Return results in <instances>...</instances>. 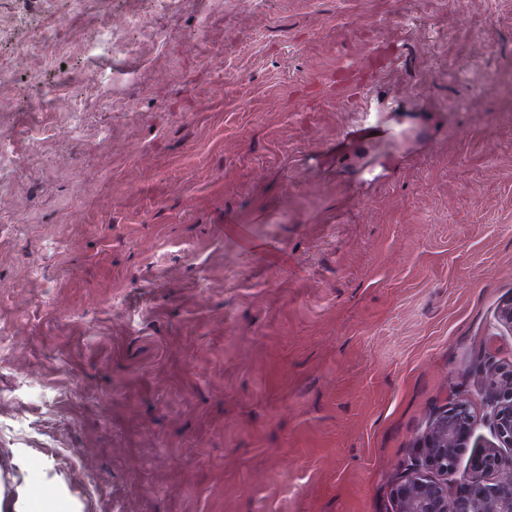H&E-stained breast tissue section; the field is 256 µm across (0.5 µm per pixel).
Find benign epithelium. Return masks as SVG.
I'll return each instance as SVG.
<instances>
[{
  "mask_svg": "<svg viewBox=\"0 0 512 512\" xmlns=\"http://www.w3.org/2000/svg\"><path fill=\"white\" fill-rule=\"evenodd\" d=\"M486 387L494 442L474 452L461 490L448 485V475L469 445L473 419L458 402L429 422L392 490L395 512H512V363L489 367Z\"/></svg>",
  "mask_w": 512,
  "mask_h": 512,
  "instance_id": "benign-epithelium-1",
  "label": "benign epithelium"
}]
</instances>
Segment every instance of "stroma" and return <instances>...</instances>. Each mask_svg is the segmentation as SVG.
<instances>
[{
  "label": "stroma",
  "instance_id": "1",
  "mask_svg": "<svg viewBox=\"0 0 512 512\" xmlns=\"http://www.w3.org/2000/svg\"><path fill=\"white\" fill-rule=\"evenodd\" d=\"M134 12L164 48L43 70ZM0 65V512H392L457 401L459 483L512 362V0H0ZM69 505L49 493L27 492L20 497L16 512H73Z\"/></svg>",
  "mask_w": 512,
  "mask_h": 512
}]
</instances>
